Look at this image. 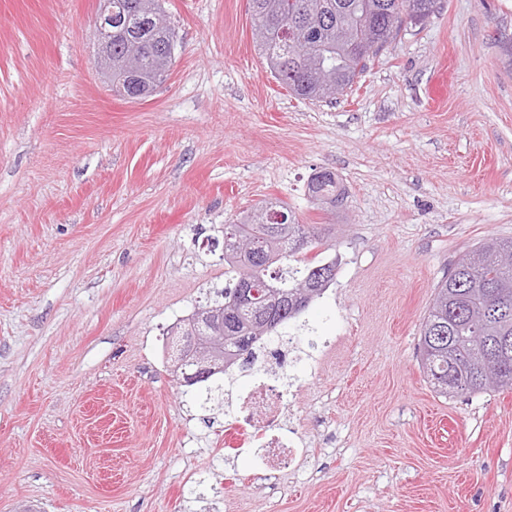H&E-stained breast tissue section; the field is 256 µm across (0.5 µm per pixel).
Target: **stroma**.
<instances>
[{"label":"stroma","mask_w":512,"mask_h":512,"mask_svg":"<svg viewBox=\"0 0 512 512\" xmlns=\"http://www.w3.org/2000/svg\"><path fill=\"white\" fill-rule=\"evenodd\" d=\"M161 6L170 74L127 100L99 0H0V512H512V391L441 395L420 352L453 261L512 239V0H441L333 103L270 75L248 0ZM325 169L334 205L308 194ZM268 200L338 263L278 330L296 453L274 474L225 449L167 335Z\"/></svg>","instance_id":"stroma-1"}]
</instances>
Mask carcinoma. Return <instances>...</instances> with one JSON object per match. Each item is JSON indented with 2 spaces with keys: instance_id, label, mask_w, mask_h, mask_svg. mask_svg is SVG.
<instances>
[{
  "instance_id": "cac0c4a2",
  "label": "carcinoma",
  "mask_w": 512,
  "mask_h": 512,
  "mask_svg": "<svg viewBox=\"0 0 512 512\" xmlns=\"http://www.w3.org/2000/svg\"><path fill=\"white\" fill-rule=\"evenodd\" d=\"M399 0H248L255 43L272 77L295 97L333 100L353 87L371 58L401 30ZM437 11V0H412L414 25ZM167 24L159 0H112V92L144 98L162 84L171 65ZM141 43L137 71L124 67L126 44ZM316 198L338 200L335 177L316 175L309 184ZM264 243L266 261L255 264L240 240ZM321 228L301 224L284 204L269 202L224 225V276L228 286L214 292L208 309L224 308L234 329L214 349L229 369L237 361L250 366L255 345L298 316L333 280L336 260L310 259L322 244ZM512 253V239L489 238L461 254L435 287L420 328L424 370L439 393L476 394L512 390V349L498 359L492 349L512 338V263L498 253ZM267 286L274 305L264 312L237 304L243 283ZM454 383L448 390V382Z\"/></svg>"
}]
</instances>
